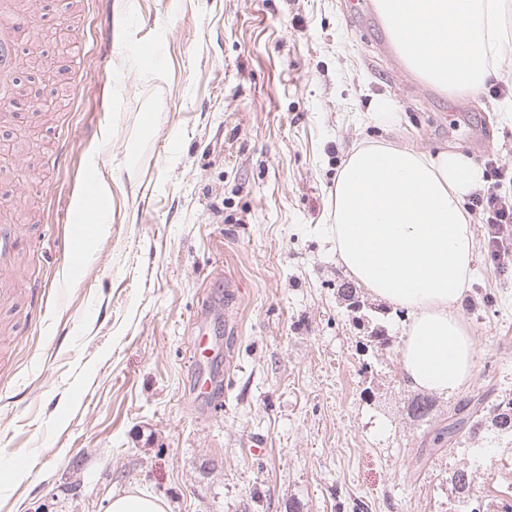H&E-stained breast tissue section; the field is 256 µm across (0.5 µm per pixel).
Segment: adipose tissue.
Returning <instances> with one entry per match:
<instances>
[{
    "label": "adipose tissue",
    "instance_id": "adipose-tissue-1",
    "mask_svg": "<svg viewBox=\"0 0 512 512\" xmlns=\"http://www.w3.org/2000/svg\"><path fill=\"white\" fill-rule=\"evenodd\" d=\"M408 69L457 95L481 91L512 37V0H376ZM482 171L464 155L403 147L354 151L336 178V255L371 295L404 310L403 376L437 395L471 379L476 344L460 312L472 271L464 212Z\"/></svg>",
    "mask_w": 512,
    "mask_h": 512
}]
</instances>
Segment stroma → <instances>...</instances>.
Here are the masks:
<instances>
[{
  "instance_id": "35a3bbf8",
  "label": "stroma",
  "mask_w": 512,
  "mask_h": 512,
  "mask_svg": "<svg viewBox=\"0 0 512 512\" xmlns=\"http://www.w3.org/2000/svg\"><path fill=\"white\" fill-rule=\"evenodd\" d=\"M388 40L360 0H67L45 16L55 79L20 83L58 104L0 124L19 148L0 205L25 186L15 260L33 270L0 285V466L19 465L0 512H101L126 493L166 512H460L448 475L462 462L483 512L512 500V439L488 428L428 450L459 398L512 396V254L493 263L468 213L476 364L421 425L406 415L405 313L358 286L326 233L360 146L512 169V117L493 109L512 98V49L499 79L460 96L384 54ZM139 42L162 59L142 63ZM90 164L110 216L80 195ZM199 319L220 345L211 403L191 393Z\"/></svg>"
}]
</instances>
